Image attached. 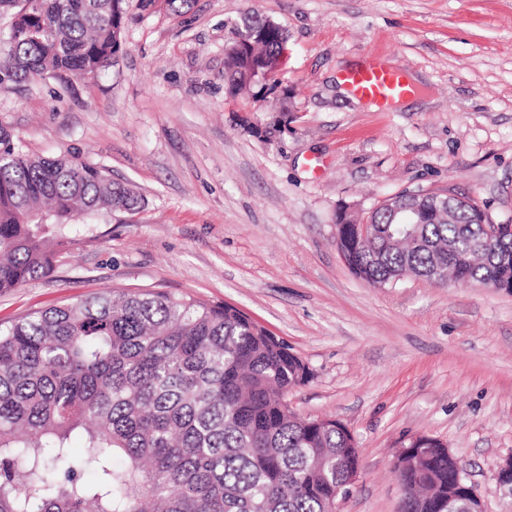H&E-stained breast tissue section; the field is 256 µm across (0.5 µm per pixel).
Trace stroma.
Returning <instances> with one entry per match:
<instances>
[{
    "label": "stroma",
    "mask_w": 512,
    "mask_h": 512,
    "mask_svg": "<svg viewBox=\"0 0 512 512\" xmlns=\"http://www.w3.org/2000/svg\"><path fill=\"white\" fill-rule=\"evenodd\" d=\"M253 9L286 30L288 59L275 88L233 95L224 50ZM366 56L423 78L417 99L337 94V65ZM0 127L143 198L61 225L53 270L0 292V324L117 287L233 304L312 369L289 409L355 436L341 512H398L392 461L414 435L462 460L486 512H512L496 481L512 455V292L377 287L336 247L341 208L361 218L404 190L512 222V0H128L115 67L0 86Z\"/></svg>",
    "instance_id": "obj_1"
}]
</instances>
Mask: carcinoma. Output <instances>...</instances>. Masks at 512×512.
Masks as SVG:
<instances>
[{"label":"carcinoma","mask_w":512,"mask_h":512,"mask_svg":"<svg viewBox=\"0 0 512 512\" xmlns=\"http://www.w3.org/2000/svg\"><path fill=\"white\" fill-rule=\"evenodd\" d=\"M114 0H21L23 28L0 34V78L112 67ZM263 29L259 56L288 58V35L258 11L236 31ZM245 58L231 50L224 80L238 90ZM456 216L432 212L399 242L400 214L382 201L368 215L370 247L347 249L366 281L402 273L512 288V224L481 245L484 211L454 195ZM141 196L81 159L22 152L0 128V291L49 273L53 225L73 214L135 213ZM472 248L466 260L448 244ZM312 371L240 309L194 296L114 288L33 311L0 327V512H331L346 489L352 432L334 418H301L288 390ZM81 450L74 453L72 442ZM404 476L410 512H437L460 459L434 439ZM95 478L86 481V465Z\"/></svg>","instance_id":"1"}]
</instances>
